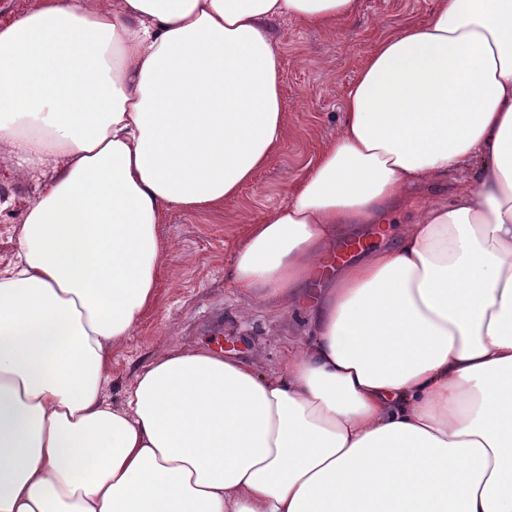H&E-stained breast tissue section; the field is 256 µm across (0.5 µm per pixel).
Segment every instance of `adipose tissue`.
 Returning <instances> with one entry per match:
<instances>
[{
    "mask_svg": "<svg viewBox=\"0 0 512 512\" xmlns=\"http://www.w3.org/2000/svg\"><path fill=\"white\" fill-rule=\"evenodd\" d=\"M355 5L44 0L0 26V143L41 179L0 270V512H512V0L380 39L339 139L249 225L236 288L308 314L279 371L175 347L106 395L158 305V224L236 197L284 138L271 21ZM411 187L416 221L312 287Z\"/></svg>",
    "mask_w": 512,
    "mask_h": 512,
    "instance_id": "obj_1",
    "label": "adipose tissue"
}]
</instances>
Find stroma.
I'll use <instances>...</instances> for the list:
<instances>
[{"label": "stroma", "instance_id": "stroma-1", "mask_svg": "<svg viewBox=\"0 0 512 512\" xmlns=\"http://www.w3.org/2000/svg\"><path fill=\"white\" fill-rule=\"evenodd\" d=\"M436 0H357V9L330 28L313 27L285 16L271 25L281 55L283 120L288 133L268 164L238 196L201 214L171 209L158 232L169 249L158 265L159 305L129 336L112 348L109 395L122 401L137 370L174 346L218 350L278 370L307 327L304 311L288 313L273 302L250 299L235 288L230 270L247 225L257 223L289 200V187L308 171L321 147L336 141L345 120L346 89L358 78L365 58L382 37L410 23L426 22ZM36 183L20 178L6 149L0 148V267L15 262L17 232ZM422 201L408 192L386 222L364 225L368 249L390 246L402 225L414 223Z\"/></svg>", "mask_w": 512, "mask_h": 512}]
</instances>
